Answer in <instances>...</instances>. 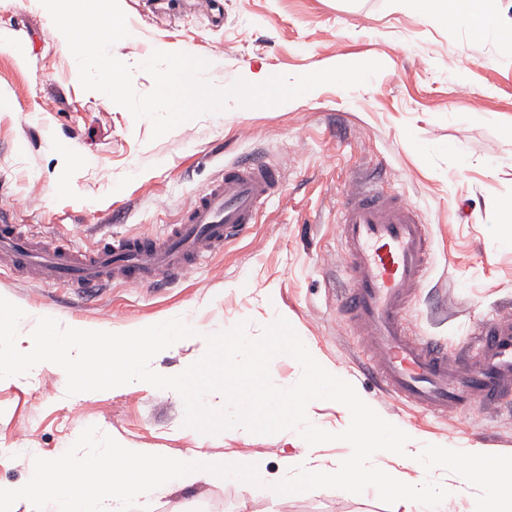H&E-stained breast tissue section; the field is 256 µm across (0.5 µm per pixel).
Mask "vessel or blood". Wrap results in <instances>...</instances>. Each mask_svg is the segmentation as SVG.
<instances>
[{"instance_id": "b4317fda", "label": "vessel or blood", "mask_w": 512, "mask_h": 512, "mask_svg": "<svg viewBox=\"0 0 512 512\" xmlns=\"http://www.w3.org/2000/svg\"><path fill=\"white\" fill-rule=\"evenodd\" d=\"M282 182L280 169L260 159L226 166L163 235L105 237L87 251L45 241L16 223V206L4 205L0 269L82 301L96 300L115 281L139 288L180 281L201 257L248 235ZM382 182L377 168L347 190L336 219L348 272L340 306L370 351L367 371L392 399L428 413L498 407L512 396V318L491 313L454 354L445 343L412 334L408 302L430 268V231Z\"/></svg>"}]
</instances>
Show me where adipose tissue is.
I'll return each mask as SVG.
<instances>
[{"mask_svg":"<svg viewBox=\"0 0 512 512\" xmlns=\"http://www.w3.org/2000/svg\"><path fill=\"white\" fill-rule=\"evenodd\" d=\"M422 18L438 23L464 24L472 37L495 31L503 48L512 47V18L503 16L494 0H408Z\"/></svg>","mask_w":512,"mask_h":512,"instance_id":"adipose-tissue-1","label":"adipose tissue"}]
</instances>
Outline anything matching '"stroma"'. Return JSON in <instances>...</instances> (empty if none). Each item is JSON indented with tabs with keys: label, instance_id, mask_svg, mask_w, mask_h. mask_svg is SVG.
Instances as JSON below:
<instances>
[{
	"label": "stroma",
	"instance_id": "1",
	"mask_svg": "<svg viewBox=\"0 0 512 512\" xmlns=\"http://www.w3.org/2000/svg\"><path fill=\"white\" fill-rule=\"evenodd\" d=\"M140 40L118 53L140 71L152 44L223 59L225 83L251 74H300L376 60L382 71L351 89L323 85L272 107L228 101L224 111L189 120L152 138L105 95L83 90L78 67L53 34L40 0H0V195L18 203V223L65 237L81 250L105 236L163 234L227 165L251 156L284 171L280 194L251 235L199 259L187 280L160 288L112 285L85 304L48 285L0 274V296L31 314L49 310L77 323L125 332L174 314L194 336L154 357L174 375L205 353L201 336L247 322L257 337L284 317L305 345L350 382L386 419L420 444L512 455V411L473 409L439 418L390 400L367 375L366 351L344 322L336 292L347 285L336 217L353 175L382 168L387 192L417 207L430 228L431 270L409 308L414 335L468 345L494 310L512 313V55L495 35L416 15L406 0H223L224 21L167 10V0H120ZM89 426L151 454L236 452L277 473L302 453L295 432L203 436L185 427L172 390L70 396L63 377L0 381V482L30 475L29 449L62 455ZM375 491L318 489L288 501L239 480L200 482L156 501L153 512H405Z\"/></svg>",
	"mask_w": 512,
	"mask_h": 512
}]
</instances>
